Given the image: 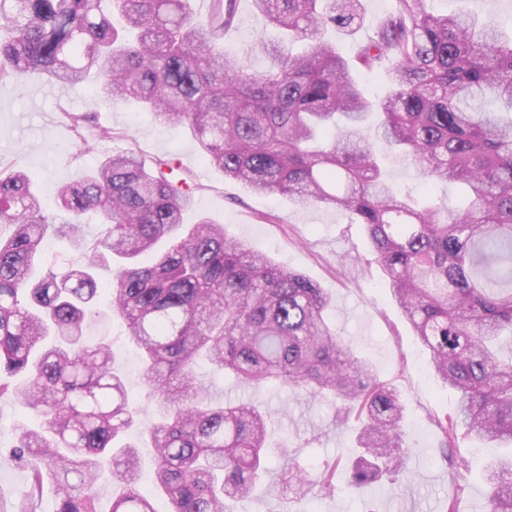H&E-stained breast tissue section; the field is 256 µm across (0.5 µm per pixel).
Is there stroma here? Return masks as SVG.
Instances as JSON below:
<instances>
[{
	"instance_id": "obj_1",
	"label": "stroma",
	"mask_w": 512,
	"mask_h": 512,
	"mask_svg": "<svg viewBox=\"0 0 512 512\" xmlns=\"http://www.w3.org/2000/svg\"><path fill=\"white\" fill-rule=\"evenodd\" d=\"M430 7L442 14L492 13L503 32L512 33V0H432ZM260 38L273 44L279 32L254 11L252 0H237L235 22L224 33L225 48L249 56L252 68L261 70L267 67V58L250 53ZM98 92L93 73L63 98L51 93L36 73L29 74L22 85L0 82V170L25 169L46 213L52 214L58 183L81 180L112 153L134 147L148 159H181L184 171L198 187L186 223L209 217L247 247L318 282L332 299L327 314L331 327L379 376L395 385L405 406L404 468L399 479L383 478L354 488L349 464L358 425L353 421L339 424L334 403L276 386L243 389L208 363H199L197 376L216 397L232 402L250 399L271 413L270 447H287L291 458L305 467L327 461L338 464L334 498L303 497L297 486H279L280 465L275 462L271 475L252 495L235 503V512H445L460 474L442 457L435 422L455 414L457 396L430 373L429 355L393 302L388 283L369 252L362 225L332 207H296L280 197L249 192L204 163L188 128L159 124L151 114L130 106L108 105L100 101ZM72 111L95 112L99 125L113 130V138L80 145L63 122L64 113ZM390 180L396 188H410L417 194L434 188L452 208L463 204L458 187L428 185L416 167L402 160L392 162ZM125 334V326L117 318L91 324L88 329L89 338L112 340L114 368L145 427L157 420L162 407L147 398L138 352L126 342ZM21 420L16 402L7 396L0 398V492L5 495L8 512H17L29 478L28 467L11 457ZM454 454L467 462L462 474L467 489L460 512H485V454L463 435Z\"/></svg>"
}]
</instances>
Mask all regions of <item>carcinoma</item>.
Segmentation results:
<instances>
[{
  "mask_svg": "<svg viewBox=\"0 0 512 512\" xmlns=\"http://www.w3.org/2000/svg\"><path fill=\"white\" fill-rule=\"evenodd\" d=\"M235 2L210 0L203 17L191 0H0V81L39 72L76 88L95 69L103 101L189 126L225 178L351 215L433 374L458 395L456 416L436 422L441 448L461 425L483 446L512 449V40L491 13L436 15L429 0H394L346 58L326 31L356 29L361 0H252L285 35L255 43L272 61L256 71L221 50ZM295 41L308 52L294 54ZM353 65L383 70L388 93L367 98ZM64 121L84 143L113 138L91 112ZM389 154L460 184L466 207L397 194L382 166ZM171 172L166 157L149 165L134 148L114 153L59 185L60 220L43 213L26 171L0 172V223L14 227L0 236V398L13 394L37 420L13 455L36 460L23 512H38L47 480L55 512H97L105 464L122 487L110 512H158L139 488L134 410L112 344L85 340L102 293L142 354L148 397L167 409L147 427L166 512H233L268 471L265 414L212 401L195 375L200 359L246 388L330 396L340 421H363L352 486L400 473L398 391L330 327L325 289L206 217L183 223L193 187ZM91 222L103 230L89 243L81 226ZM48 236L80 260L37 277ZM283 481L331 498L336 467L286 469ZM487 481L486 512H512V453L493 457Z\"/></svg>",
  "mask_w": 512,
  "mask_h": 512,
  "instance_id": "1",
  "label": "carcinoma"
}]
</instances>
